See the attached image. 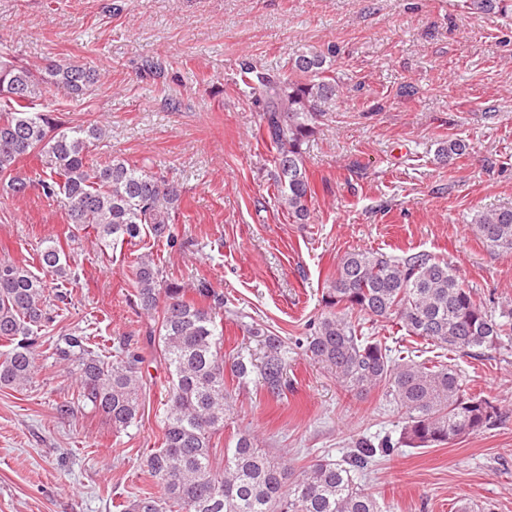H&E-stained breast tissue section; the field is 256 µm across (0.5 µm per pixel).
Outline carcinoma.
Returning a JSON list of instances; mask_svg holds the SVG:
<instances>
[{
	"label": "carcinoma",
	"mask_w": 512,
	"mask_h": 512,
	"mask_svg": "<svg viewBox=\"0 0 512 512\" xmlns=\"http://www.w3.org/2000/svg\"><path fill=\"white\" fill-rule=\"evenodd\" d=\"M477 13L512 12V0H469ZM334 46L303 48L289 57L273 80L245 64L239 81L263 105L261 119L275 150L272 186L279 207L296 223L308 220L312 190L302 145L316 125L336 107L342 93L333 65ZM101 73L85 65L50 60L35 65L0 50V189L23 196L34 186L59 201L68 223L92 228L104 247L135 246L149 235L153 243L177 245L180 190L146 166L114 156L104 163L93 147L108 135L104 125L71 126L55 112L61 95L81 101L92 94ZM468 150L460 139L438 148L443 161ZM36 161V178L17 172L25 159ZM487 248L512 251V208L483 211L475 218ZM33 260L42 274L10 258L0 259V387H24L37 373L38 330L53 321V302H64L71 284V253L49 237ZM134 293L128 301L146 314L161 311L148 331L168 372L162 416V445L147 459L149 475L161 495H137L121 502V512H382L375 496L354 474L390 442L375 448L355 442L348 457H322L300 471L285 456L258 448L248 431L236 433L224 449V465L213 462L212 439L224 430L234 410L226 374L245 383L253 361L224 357V294L206 279L189 286L166 279L153 252L134 255ZM55 278L50 285L46 276ZM328 311L312 325L305 351L323 365L348 393L383 387L403 419V438L415 448L444 445L458 436L494 424L500 408L466 391L448 365L395 359L391 349L364 336L348 317L395 320L408 335L431 340L452 351L492 349L512 334L453 274L448 263L427 253L393 259L383 252L354 249L338 261L326 288ZM261 339L259 372L266 391L276 397L288 383V342L260 324L246 326ZM56 360L75 376L78 396L100 411L120 432L137 420L145 356L131 342L112 355L90 350L86 331L69 333L53 346Z\"/></svg>",
	"instance_id": "carcinoma-1"
}]
</instances>
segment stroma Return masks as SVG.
Masks as SVG:
<instances>
[{
	"instance_id": "1",
	"label": "stroma",
	"mask_w": 512,
	"mask_h": 512,
	"mask_svg": "<svg viewBox=\"0 0 512 512\" xmlns=\"http://www.w3.org/2000/svg\"><path fill=\"white\" fill-rule=\"evenodd\" d=\"M330 44L344 88L303 145L314 194L308 222L295 224L272 195L262 111L236 73L250 62L278 75L296 50ZM2 46L101 72L84 102L55 107L72 125L108 123L99 161L120 156L178 184L179 245L163 251L165 274L223 292L224 354L260 357L241 329L252 321L291 342L281 397L254 376L242 387L227 380L235 414L217 450L247 429L300 468L342 459L360 438L386 440L390 454L356 473L382 512H458L465 502L512 512V336L462 355L392 321L365 322L393 356L441 358L469 393L500 406L495 425L429 448L406 443L383 388L344 392L295 345L353 249L431 254L492 314L512 309V252L487 249L473 224L479 211L512 208V13H474L464 0H0ZM451 138L470 149L440 162ZM67 235L59 202L38 189L0 196V258H30L43 237ZM74 248L76 279L44 343L93 321L96 343L143 342L151 320L125 302L129 247H101L86 229ZM143 353L140 415L119 433L78 401L48 349L31 386L0 387V512H117L134 495L160 494L146 460L162 442L167 372L155 348ZM64 400L72 410L62 416Z\"/></svg>"
}]
</instances>
